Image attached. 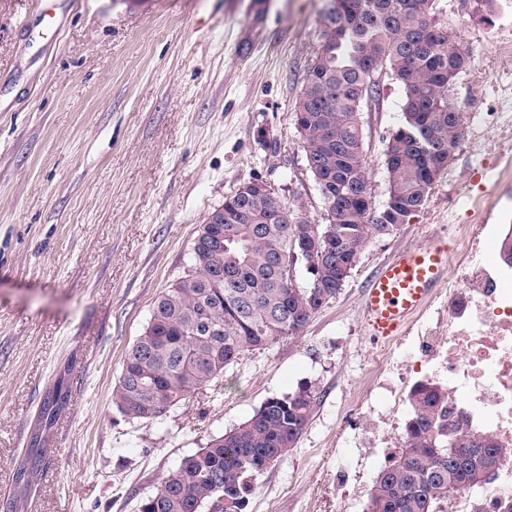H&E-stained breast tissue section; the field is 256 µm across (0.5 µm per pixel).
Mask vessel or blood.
<instances>
[{
	"mask_svg": "<svg viewBox=\"0 0 512 512\" xmlns=\"http://www.w3.org/2000/svg\"><path fill=\"white\" fill-rule=\"evenodd\" d=\"M447 243L434 240L397 251L380 265L361 300L368 336L382 342L400 335L445 280Z\"/></svg>",
	"mask_w": 512,
	"mask_h": 512,
	"instance_id": "vessel-or-blood-1",
	"label": "vessel or blood"
}]
</instances>
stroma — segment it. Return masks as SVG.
Here are the masks:
<instances>
[{
  "label": "stroma",
  "mask_w": 512,
  "mask_h": 512,
  "mask_svg": "<svg viewBox=\"0 0 512 512\" xmlns=\"http://www.w3.org/2000/svg\"><path fill=\"white\" fill-rule=\"evenodd\" d=\"M0 0V501L16 512H138L159 475L310 385L317 400L249 512H366L342 470L380 346L361 295L398 250L454 243L473 204L512 210V0H436L471 63L448 100L466 123L423 206L372 239L336 298L295 338L246 354L158 420L113 405L127 349L183 275L208 213L259 180L314 224L324 204L293 108L320 45L323 0ZM361 122L375 206L383 142L401 118L390 76ZM66 409L44 432L34 486L14 473L45 391Z\"/></svg>",
  "instance_id": "1"
}]
</instances>
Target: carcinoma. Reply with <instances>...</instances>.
<instances>
[{"label":"carcinoma","mask_w":512,"mask_h":512,"mask_svg":"<svg viewBox=\"0 0 512 512\" xmlns=\"http://www.w3.org/2000/svg\"><path fill=\"white\" fill-rule=\"evenodd\" d=\"M391 0H324L321 43L295 102L293 119L307 167L318 185L326 223L312 224L300 206L240 186L206 217L183 275L154 302L143 332L126 351L112 404L122 413L156 420L189 394L224 375L246 353L300 335L336 297L340 269L354 267L372 238L393 235L425 203L462 137L448 93L471 62L435 29V0H409L400 16ZM403 89L401 119L384 142L388 198L370 220L369 173L361 112L380 97L377 74ZM305 268L308 285L295 282ZM48 390L38 429L15 475L30 485L40 473L42 432L68 402ZM314 403L311 387L267 399L247 420L186 456L159 477L138 512H200L218 499L221 512H248L269 465L283 462L301 438ZM448 403L437 385L410 394L405 445L374 481L368 512H443L448 490L474 486L487 439L444 422ZM453 434L463 448L448 473L444 444Z\"/></svg>","instance_id":"carcinoma-1"}]
</instances>
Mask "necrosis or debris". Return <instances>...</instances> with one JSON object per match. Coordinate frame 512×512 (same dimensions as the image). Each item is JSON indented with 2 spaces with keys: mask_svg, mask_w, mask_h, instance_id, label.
<instances>
[{
  "mask_svg": "<svg viewBox=\"0 0 512 512\" xmlns=\"http://www.w3.org/2000/svg\"><path fill=\"white\" fill-rule=\"evenodd\" d=\"M485 211L456 227V278L436 296L424 317L387 343L381 364L389 380L382 388L391 399L387 415L355 403L362 412L359 428L371 439L403 446L397 431L402 385L409 375L445 386L448 409L469 431L491 438L500 450L493 476L448 498V512H503L512 503V277L481 259L484 246L506 225L485 224Z\"/></svg>",
  "mask_w": 512,
  "mask_h": 512,
  "instance_id": "necrosis-or-debris-1",
  "label": "necrosis or debris"
}]
</instances>
